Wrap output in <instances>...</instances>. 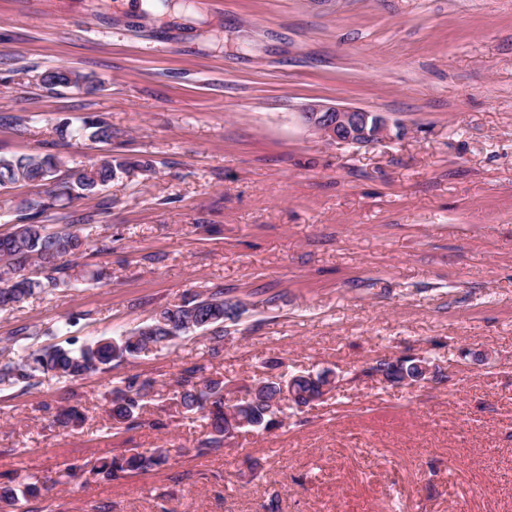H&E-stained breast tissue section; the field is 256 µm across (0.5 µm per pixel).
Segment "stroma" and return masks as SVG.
<instances>
[{
  "mask_svg": "<svg viewBox=\"0 0 512 512\" xmlns=\"http://www.w3.org/2000/svg\"><path fill=\"white\" fill-rule=\"evenodd\" d=\"M58 3L0 0V156L52 148L65 179L109 149L153 172L43 215L87 224L75 260L101 278L0 310V364L9 337H117L218 289L241 313L220 342L195 332L73 383L0 387V483L48 482L40 512H512V0ZM56 66L101 86L48 90ZM312 103L380 113L388 133L328 144L297 119ZM92 114L111 145L58 137ZM403 357L434 377L375 373ZM192 366L238 398L276 370L336 384L201 455V421L173 404ZM131 375L157 386L116 431L104 397ZM68 406L82 426L53 425ZM156 448L177 454L93 471ZM128 454L113 456L99 460L94 470L96 474H103L112 480L145 473L168 464L170 448H156L151 453H141L129 450ZM133 451V452H132Z\"/></svg>",
  "mask_w": 512,
  "mask_h": 512,
  "instance_id": "1",
  "label": "stroma"
}]
</instances>
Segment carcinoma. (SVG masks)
<instances>
[{
	"mask_svg": "<svg viewBox=\"0 0 512 512\" xmlns=\"http://www.w3.org/2000/svg\"><path fill=\"white\" fill-rule=\"evenodd\" d=\"M40 83L48 90L58 87L92 93L98 85L89 77L66 67H51L39 76ZM61 137L92 142L106 143L112 140V125L101 117L86 116L80 125L74 126L65 121L56 127ZM63 166V160L56 154L35 151L18 156H0V188L39 184L46 187L44 194L30 196L20 202L22 217L14 224V229L0 239V307H13L36 293H49L65 283L62 274L71 271L74 280L97 279L95 272H87L65 264V259L76 255L87 245L85 227L70 224L53 230L41 223V216L52 208V201L64 197L85 198L96 194L122 174L128 176L136 171H151L148 163L131 161L125 157L104 155L90 166L75 173L72 181L58 183L56 174ZM35 266L41 276L31 277L26 271ZM238 303L224 298L218 290L206 297H194L181 305L165 307L131 333L99 339L90 343L69 347L53 346L41 350H31L24 346L15 362L0 366V386L37 385L38 375L50 376L58 380L78 381L85 376L105 370L114 361L137 358L147 349V342L164 346L171 341L167 336L168 322L178 319L181 324L179 335L184 336L198 330L209 332L211 339L224 338V320L237 315ZM375 371L389 376L413 375V361L406 363L377 362ZM200 368L185 371L178 385L180 391L175 397L176 405L185 413H200L206 419L208 434L201 442L202 453L216 452L224 445L227 435L242 429H268L277 424L273 419L270 401L276 399L283 405L288 402L305 404L313 396L321 395L319 386L330 385L328 372L311 375H279L259 382V395L249 401L231 405L233 412H224V381L198 375ZM155 381L130 376L122 380V385L112 390L108 415L112 427L131 428L138 420L142 402L153 391ZM170 449L156 448L151 453L131 451L127 454L99 460L95 473L112 480L145 473L168 464ZM45 484L32 481L27 476L16 475L9 483L0 486V512L14 509L17 503H29L41 497Z\"/></svg>",
	"mask_w": 512,
	"mask_h": 512,
	"instance_id": "cac0c4a2",
	"label": "carcinoma"
}]
</instances>
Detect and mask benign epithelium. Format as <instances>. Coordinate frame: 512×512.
<instances>
[{
  "label": "benign epithelium",
  "mask_w": 512,
  "mask_h": 512,
  "mask_svg": "<svg viewBox=\"0 0 512 512\" xmlns=\"http://www.w3.org/2000/svg\"><path fill=\"white\" fill-rule=\"evenodd\" d=\"M298 119L325 140L341 145L370 144L388 131L384 116L358 107L311 104L298 112Z\"/></svg>",
  "instance_id": "7a95c632"
}]
</instances>
